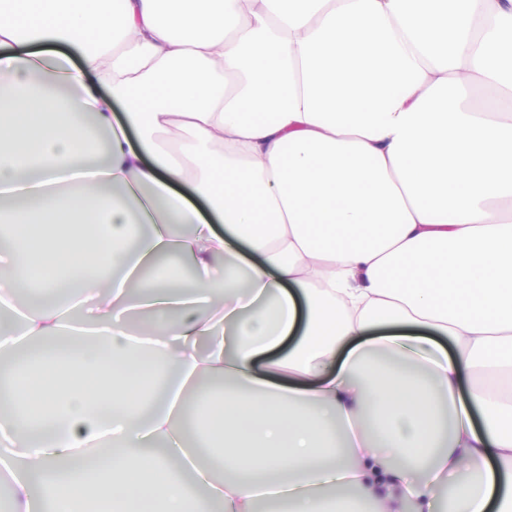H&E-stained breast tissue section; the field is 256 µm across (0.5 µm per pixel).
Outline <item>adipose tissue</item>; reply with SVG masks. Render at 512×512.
Here are the masks:
<instances>
[{
	"instance_id": "ef3b65f1",
	"label": "adipose tissue",
	"mask_w": 512,
	"mask_h": 512,
	"mask_svg": "<svg viewBox=\"0 0 512 512\" xmlns=\"http://www.w3.org/2000/svg\"><path fill=\"white\" fill-rule=\"evenodd\" d=\"M0 81V303L76 346L13 512H512V0H0Z\"/></svg>"
}]
</instances>
